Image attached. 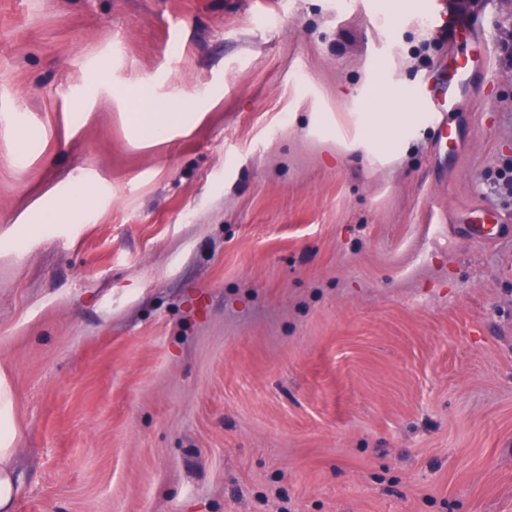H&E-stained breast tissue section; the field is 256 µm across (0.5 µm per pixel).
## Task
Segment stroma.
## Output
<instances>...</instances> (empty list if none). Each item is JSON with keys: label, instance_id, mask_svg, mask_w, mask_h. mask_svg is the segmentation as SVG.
<instances>
[{"label": "stroma", "instance_id": "1", "mask_svg": "<svg viewBox=\"0 0 512 512\" xmlns=\"http://www.w3.org/2000/svg\"><path fill=\"white\" fill-rule=\"evenodd\" d=\"M447 2L485 65L382 159L417 0H0L12 512H512V0ZM145 77L202 119L141 142ZM366 132L362 141L369 148L371 146L380 150H386L399 143L403 137L401 134L418 118L416 112H390L385 103L377 104L373 112H365ZM393 131L396 136L387 138L386 133ZM95 200V191L84 182L76 183L64 200L38 206L31 215L19 222L24 226L18 230L22 239L34 231L37 224H76L89 210Z\"/></svg>", "mask_w": 512, "mask_h": 512}]
</instances>
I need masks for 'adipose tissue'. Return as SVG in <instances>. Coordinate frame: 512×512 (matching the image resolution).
<instances>
[{
    "instance_id": "1",
    "label": "adipose tissue",
    "mask_w": 512,
    "mask_h": 512,
    "mask_svg": "<svg viewBox=\"0 0 512 512\" xmlns=\"http://www.w3.org/2000/svg\"><path fill=\"white\" fill-rule=\"evenodd\" d=\"M133 126L141 141L156 143L164 141L173 131L185 129L195 123L199 115L187 111L185 102L172 103L157 98L142 102L140 98L131 101ZM418 118L414 112H393L388 105L377 104L372 112L365 115L366 132L363 141L366 146L386 150L395 146V138L401 135ZM95 200L90 185L76 183L64 200L38 206L23 221L19 236H27L38 224H75L89 210ZM11 410V398L4 386L0 385V512H8L12 505L15 479L11 466L16 453L15 433L7 425Z\"/></svg>"
}]
</instances>
